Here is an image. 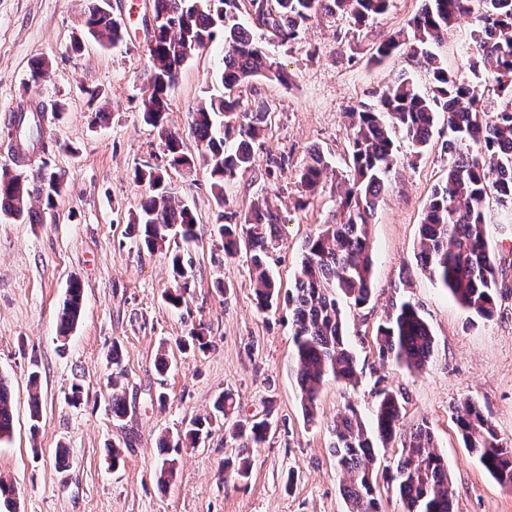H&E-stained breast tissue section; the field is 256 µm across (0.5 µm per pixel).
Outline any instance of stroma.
<instances>
[{"label":"stroma","mask_w":512,"mask_h":512,"mask_svg":"<svg viewBox=\"0 0 512 512\" xmlns=\"http://www.w3.org/2000/svg\"><path fill=\"white\" fill-rule=\"evenodd\" d=\"M111 4L124 42L104 48L87 39L75 52L87 0H0V125L19 98L63 102L64 112L45 126L48 149L28 153L23 171L46 166L68 179L55 208L34 203L38 223L0 214V375L11 382L14 414L10 440L0 442V480L13 484L16 512H346L328 425L349 403L371 421L382 385L397 392L404 427L424 421L431 428L434 450L448 463L454 512H512V490L468 452L453 420L455 406L472 399L512 444V293L499 300L491 319H478L416 265L421 218L448 167L445 123L437 124L420 154L403 133L394 137L389 189L370 226L373 297L361 308L342 307L359 382L351 387L328 380L316 421L303 415L290 312L257 310L248 256L225 257L215 233L221 215L242 222L258 200L268 199L282 217L270 268L290 287L305 238L338 216L329 190L297 207L298 170L317 148L333 171H345L349 107L372 102L374 92L405 74L428 88V72L412 61L372 58L380 37L407 27L424 0H390L386 12L358 29L316 19L299 40L268 44L290 80L285 86L253 81L247 97L267 102L268 127L252 169L226 187L223 202H216L204 159L187 142L195 167L170 172L169 180L197 216L198 241L191 250L193 276L177 309L164 295L176 286L169 256L178 243L154 253L139 249L129 222L146 191L133 177L135 168L164 162L160 140L140 112L149 43L144 18L152 0ZM474 30L470 19L461 20L435 51L452 74L480 91L491 73L472 61ZM37 57L48 58L51 68L33 84L29 66ZM221 58L215 44L187 60L170 92V126L185 128L189 112L218 90ZM90 89L102 95L104 118L88 101ZM280 156L285 165L267 174L269 160ZM486 221L489 245L512 281V224H502L494 202ZM74 281L83 288V309L63 340L59 314ZM395 299L419 304L433 333L434 351L422 370L379 360L373 345ZM197 328L212 337L213 348H179L178 340ZM115 348L122 354L117 380L109 359ZM162 351L170 368L161 376L154 363ZM75 383L84 393L73 406L67 398ZM116 387L128 407L121 421L110 409ZM34 389L41 402L36 424L30 419ZM227 391L245 412H273L269 435L251 453L248 483L224 479V462L234 458L238 443L218 421L203 441L180 450L174 478L159 485V438L177 436L191 418L212 414ZM61 447L69 453L64 465L56 458ZM114 448L123 455L116 469L108 460Z\"/></svg>","instance_id":"obj_1"}]
</instances>
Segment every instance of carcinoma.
Segmentation results:
<instances>
[{
  "label": "carcinoma",
  "instance_id": "obj_1",
  "mask_svg": "<svg viewBox=\"0 0 512 512\" xmlns=\"http://www.w3.org/2000/svg\"><path fill=\"white\" fill-rule=\"evenodd\" d=\"M86 32L102 45L123 41L118 19L103 11L106 0H88ZM388 0H153L154 12L165 23L148 45L146 88L142 100L143 121L153 127L167 152L170 168L189 171L193 156L185 151V139H193L208 162L210 188L217 203H224V187L253 167L255 149L267 124V108L252 106L243 93L253 80L274 74L288 84V75L267 51L265 41L237 21L247 13L256 28L272 40L287 44L299 38L307 22L317 16L345 18L361 27L383 13ZM475 15L478 34L475 63L489 65L496 77L491 94L507 99L504 107L490 113L469 84L448 71L432 47L448 39L455 22ZM219 41L224 46L220 71L222 92L190 113L187 131L167 124L169 93L185 62L196 52ZM416 59L430 74V86L421 89L403 75L376 94L373 104L349 109L351 133L349 175L336 176V205L340 219L318 225L304 241L300 269L294 287L282 294L268 267L277 249L275 229L280 224L276 209L256 206L239 224H220L218 234L224 255L233 257L240 245L251 253L254 271L251 288L259 310L265 312L288 304L292 312L293 360L305 417L318 416V401L324 383L332 378L355 385L357 360L346 333L340 302L362 307L373 292V258L369 225L387 188V178L396 160L393 132L400 130L418 150L431 141L442 120L448 127L443 150L448 153L445 178L435 186L421 220L416 253L417 266L439 282L473 316L490 319L499 298L512 291L499 271L495 253L487 241L486 204L495 199L512 220V0H425L410 21V33L400 30L386 36L375 48L380 62L394 54ZM62 112V105H34L21 99L16 113L4 128L19 140L39 144L44 139L47 114ZM330 166L314 149L298 172L305 198L324 190ZM167 171L148 166L134 170L137 182L146 185L131 223L142 244L153 252L170 239L189 244L196 240L197 224L192 207L172 195ZM66 185L61 172L38 170L18 181V175L0 170V213L37 223L31 208L36 198L53 208ZM175 280L188 283L192 261L178 252L171 256ZM82 309V288L76 281L67 289L59 336L73 330ZM375 347L382 361H394L408 369L425 366L434 351V338L419 307L409 301L391 303V312L378 325ZM112 416L127 412L112 381ZM271 412L246 416L233 423V438L242 441L224 480L246 482L251 475L250 449L265 441L272 425ZM402 404L386 388L379 392L372 429H367L351 404L336 413L328 426L336 472L342 478L347 512H383L376 492L375 444L387 446L400 439L395 471L389 475L403 501L405 512H453V493L443 458L433 451L429 426L414 425L400 433ZM454 420L465 446L498 483L512 489V444L503 442L481 408L468 399L455 408ZM212 418L190 421L185 438L196 444L209 433ZM13 430L12 395L8 381L0 377V441ZM402 437H397V434ZM165 458L159 481L174 475L180 441H160ZM13 487L0 480V512H16Z\"/></svg>",
  "mask_w": 512,
  "mask_h": 512
}]
</instances>
